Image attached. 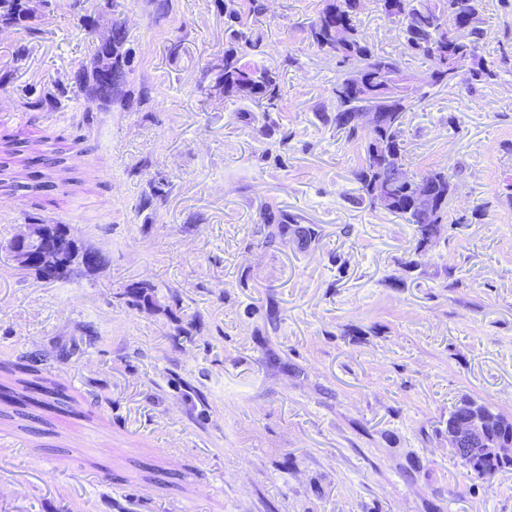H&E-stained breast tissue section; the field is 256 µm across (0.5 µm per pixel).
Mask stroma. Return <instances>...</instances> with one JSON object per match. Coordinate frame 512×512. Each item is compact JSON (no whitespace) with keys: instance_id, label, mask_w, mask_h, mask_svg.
Here are the masks:
<instances>
[{"instance_id":"stroma-1","label":"stroma","mask_w":512,"mask_h":512,"mask_svg":"<svg viewBox=\"0 0 512 512\" xmlns=\"http://www.w3.org/2000/svg\"><path fill=\"white\" fill-rule=\"evenodd\" d=\"M264 3L243 30L261 43L248 62L280 76L269 136L240 119L257 104L216 85L224 0H51L36 33L0 30V136L67 149L42 172L51 191L27 192L17 158V192L0 189V363L77 398L69 415L0 404V459L55 475L0 485V512H512V474L468 476L445 431L465 394L512 415V68L405 113L409 170L455 174V226L409 272L412 225L361 200L358 147L319 118L341 72L307 37L322 0ZM85 15L130 50L107 108L69 83L96 46ZM482 18L493 60L512 49V0ZM358 24L426 70L374 0ZM268 209L320 240L264 246ZM31 221L71 226L102 266L15 269L6 244ZM137 282L158 306L129 304Z\"/></svg>"}]
</instances>
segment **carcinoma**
Wrapping results in <instances>:
<instances>
[{"label": "carcinoma", "instance_id": "cac0c4a2", "mask_svg": "<svg viewBox=\"0 0 512 512\" xmlns=\"http://www.w3.org/2000/svg\"><path fill=\"white\" fill-rule=\"evenodd\" d=\"M376 5L396 24L398 36L409 55L430 63L443 58L447 64L433 66L419 77L406 72L399 57L378 51L359 30L356 18L360 0H324L323 8L308 25V35L319 50L334 54L339 64L348 67L333 87L336 111L323 113L322 121L343 132L348 141L356 142L359 130L351 125L350 114L366 108L377 110V125L364 136L363 154L352 176L358 191L371 207H379L376 198L381 192L389 198L382 210L413 226L414 258L406 262V267L417 271L421 268L417 257L425 252L437 227L448 224L452 174L446 168L432 170L422 175L420 182L405 168L403 117L415 106L407 83L417 81L420 101L428 96L424 92L426 87L456 84L457 68L465 62L458 54L463 47L473 53L468 84L492 82L498 73L480 54L486 40L481 18L483 0H376ZM32 20L34 16L26 12L24 0H0L1 28L23 26ZM337 27L350 32L343 42L336 41L333 30ZM124 42L122 37L110 47H96L91 66H83L74 72L73 82L88 101L112 103V94L105 91V85L110 80H123L124 54L121 49ZM259 47V40L243 32L235 34L224 49V85L233 89L235 97L258 101L263 107V119L268 120L271 113L279 110L282 99L278 75L267 68L242 62L247 50ZM351 69L359 70L367 79L363 87L352 85ZM421 191L431 193L432 207L427 215L420 213L416 205ZM255 233L261 235L267 245L285 241L290 233L301 235L309 243L320 238L317 225L300 226L296 217L284 211L277 214L264 212L262 224ZM124 295L138 304L152 306L157 303L154 289L146 284H132L125 289ZM7 371L17 375L15 386L5 388L0 384V396L24 407L29 405L25 401L28 392L38 389L47 397L45 404L49 410L66 412L65 406L71 396L62 389L51 391L34 365L16 362L8 366ZM474 411L485 418L484 431L478 437L454 442L455 424ZM448 442L454 444L461 467L470 475L483 478L512 472V458L471 454L473 448L512 445V417L471 396L461 397L448 411Z\"/></svg>", "mask_w": 512, "mask_h": 512}]
</instances>
